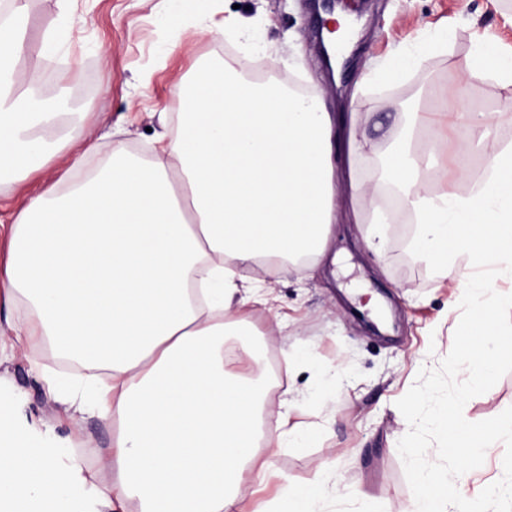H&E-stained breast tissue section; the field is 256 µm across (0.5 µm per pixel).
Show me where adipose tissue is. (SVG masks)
<instances>
[{
  "mask_svg": "<svg viewBox=\"0 0 512 512\" xmlns=\"http://www.w3.org/2000/svg\"><path fill=\"white\" fill-rule=\"evenodd\" d=\"M26 0L0 21V176L21 182L55 147L70 169L96 151L77 125L34 97L38 71L19 73L28 50ZM512 84V55L485 43L462 69L465 84ZM181 101L177 130L149 159L116 146L109 161L56 195L29 196L11 226L0 297L25 301L6 316L17 343L39 336L61 358L104 379L64 395L76 415L116 419L104 466L61 453L24 426L0 395V512H245L242 475L260 433V356L224 357V338L243 335L252 284L247 270L290 273L324 259L336 222L343 155L370 141L324 102L247 80L241 68L199 66ZM469 146L486 155L485 176L463 193L441 191L444 171L422 164L411 144L389 153L386 176L416 217L414 248L451 290L491 358L456 370L469 381L512 359V336L486 328L487 305L512 309L493 288L512 272V146L491 137L485 113H464ZM437 192H427V185Z\"/></svg>",
  "mask_w": 512,
  "mask_h": 512,
  "instance_id": "adipose-tissue-1",
  "label": "adipose tissue"
}]
</instances>
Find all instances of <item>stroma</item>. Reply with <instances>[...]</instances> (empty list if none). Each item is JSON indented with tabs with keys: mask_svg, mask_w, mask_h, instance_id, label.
<instances>
[{
	"mask_svg": "<svg viewBox=\"0 0 512 512\" xmlns=\"http://www.w3.org/2000/svg\"><path fill=\"white\" fill-rule=\"evenodd\" d=\"M232 15L248 23L250 52L235 40L226 45L201 36L199 20L179 11L177 0H72L67 14L56 0H28L29 40L53 31L57 45L46 59L23 55L19 66L41 72L39 94L46 102L66 89L98 145L94 160L100 164L119 143L140 157L153 156L158 138L173 134L175 85L203 62L252 55L314 89L329 111L357 112L374 149L361 153L353 175L364 184L381 182L379 206L341 186L330 242L342 257L340 269L327 264L312 278L301 268L285 277L267 274L263 284L273 305L248 308V341L261 353L265 379L261 426L276 429L285 401L291 423L304 434L276 450L260 442L256 458L272 466L247 474V508L265 512L275 502L284 510L285 483L314 481L332 466L348 491L321 501L320 512H408L413 494L397 448L408 428L396 403L421 368L439 367L461 315L449 312L447 285L414 250L409 214L398 211L381 223L380 210L395 191L382 183L376 160L399 136L403 112L434 114L453 146L466 134L462 107L476 106L492 114L496 139L512 143V87L460 80L461 66L484 41L512 50V0H367L354 66L337 96L311 37L317 20L307 0H212V21ZM396 50L411 60L402 75L362 81L363 72ZM67 168L59 153L41 162L25 185L0 180V258L28 195L62 190ZM377 225L382 246L375 252L362 234ZM273 310L280 321L270 318ZM60 364L49 346L18 348L11 336L0 335V392L16 399L35 429L53 426L58 448H83L96 463L111 448L117 425L96 416L71 424L44 379L59 374ZM509 407L512 372L464 409L478 422Z\"/></svg>",
	"mask_w": 512,
	"mask_h": 512,
	"instance_id": "1",
	"label": "stroma"
}]
</instances>
